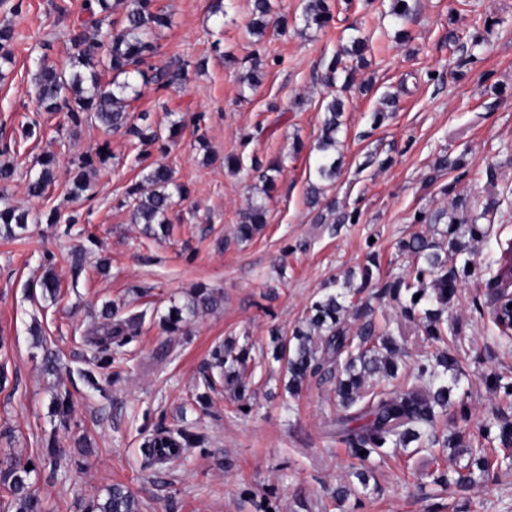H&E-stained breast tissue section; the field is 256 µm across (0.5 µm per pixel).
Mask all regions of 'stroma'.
I'll list each match as a JSON object with an SVG mask.
<instances>
[{
  "label": "stroma",
  "mask_w": 512,
  "mask_h": 512,
  "mask_svg": "<svg viewBox=\"0 0 512 512\" xmlns=\"http://www.w3.org/2000/svg\"><path fill=\"white\" fill-rule=\"evenodd\" d=\"M83 2L0 0V27L13 31V61L0 68V150L15 167L0 185V209L37 217L15 239L0 238V365L8 376L0 384V429L13 430L0 436V459L36 457L55 435L59 467L36 483L50 512H83L115 484L132 490L141 512H259L260 497L270 494L281 512H512V466L475 485L443 487L405 455L376 464L370 489L351 484L337 505L330 491L353 460L333 425L334 382L314 376L290 396L273 361L257 370L244 411L224 388L206 387L214 346L234 336L254 351L270 350V330H292L318 293L358 275L369 251L379 255L381 281L391 280L407 263L399 241L422 230L415 216L447 208L455 194L466 198L485 237L448 310V348L464 375L455 406L438 423L462 431L465 446L501 456L499 440L484 429L512 423V396L487 382L495 373L512 378V338L492 316L496 261L512 245V0H407L399 27L385 15L391 0L369 8L364 0H327L333 19L324 28L305 27L302 0H272L274 14L291 22L286 35L259 39L246 29L253 0H235L225 12L218 0H158L168 22L153 31L149 62L188 68L185 87L145 89L129 107L148 113L161 132L178 129L154 157L187 195L168 213L169 235L157 239L131 223L125 201L127 184L143 175L138 138L124 129L104 133L90 121L73 125L63 111L33 112L40 59L69 68L73 39L94 34ZM358 35L369 49L345 94L336 149L342 171L321 183V105L335 93L321 81L323 61ZM275 57L281 65H272ZM252 68L260 84L247 91L240 78ZM388 95L395 104L383 125L372 127L370 115ZM32 116L41 133L26 139L21 126ZM250 131L256 137L244 143ZM297 141L303 149L296 154ZM103 146L110 157L93 195L72 198V161ZM46 150L59 163L57 178L33 199L30 169ZM231 154L245 161L235 174L224 166ZM442 155L464 164L435 172ZM254 158L283 167L265 199V228L242 243L235 238L239 212L262 186ZM314 182L322 195L311 206ZM494 194L500 204L487 209ZM330 205L357 213V223H317ZM55 209L75 215L76 224L50 223ZM49 268L61 282L59 296L33 298V283ZM201 285L219 295L217 307L180 332H165L160 314ZM351 295L369 302L377 326L401 332L405 365L427 350L419 322L402 317L395 303L371 288H352ZM107 303L118 317L141 312L145 319L120 376L94 391L80 372L95 352L87 339ZM37 330L46 345L36 344ZM48 349L64 364L54 374L42 367ZM62 393L72 406L66 426L53 414ZM181 426L204 434L205 444L167 468L153 466L145 439Z\"/></svg>",
  "instance_id": "stroma-1"
}]
</instances>
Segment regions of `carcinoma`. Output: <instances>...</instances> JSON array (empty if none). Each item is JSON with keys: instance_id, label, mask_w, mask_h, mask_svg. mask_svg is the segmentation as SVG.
I'll return each mask as SVG.
<instances>
[{"instance_id": "obj_1", "label": "carcinoma", "mask_w": 512, "mask_h": 512, "mask_svg": "<svg viewBox=\"0 0 512 512\" xmlns=\"http://www.w3.org/2000/svg\"><path fill=\"white\" fill-rule=\"evenodd\" d=\"M157 0H85L84 10L91 16L94 29L109 18L111 11L123 10L121 28L109 33V45L103 58H96L97 42L89 38H78L73 42V71L66 74L58 71L47 61H42L33 82L38 109L46 112L67 110L71 122L78 126L84 121L99 123L106 131L130 126L141 143L138 157L144 174L142 179L131 183L126 196L133 202L132 219L145 225L149 236L166 235L169 231L168 211L173 194H183V187L173 180L170 169L156 162H148L151 148L162 135L148 123L149 114L142 112L138 120L144 125L130 123L128 101L141 95V88L149 84L155 90L167 89L186 80L188 64L175 69H156L147 64L153 52L150 35L156 25L166 23V16L156 6ZM272 12L270 0H255L253 18L248 26L251 35H262L270 24ZM302 19L305 26L319 28L332 20L326 0H304ZM365 42L356 37L351 45L341 49L324 61V82L333 86L338 79L349 83L352 72L343 62V57L363 55ZM112 74V81L102 82L97 67ZM123 81H117L119 76ZM343 104L333 98L324 107V118L318 138L320 156L316 174L322 181H333L339 173L332 151L336 150V135L341 126ZM107 152L96 155L85 154L74 165V188L80 192L93 190L90 175L97 171L96 164L106 161ZM37 170L28 183V194L41 198L55 182L56 159L44 153L36 160ZM467 202L462 198L451 199L448 209L432 215H421L419 224L437 226L443 219L454 226L460 237L480 241L484 232L476 219L465 214ZM30 211L19 208L0 210V236L16 238V230L28 223ZM240 222L236 239L248 241L260 232L267 223V209L263 201L250 200L239 214ZM399 251L412 256L415 263L402 274L383 284L379 283L377 255L371 251L368 263L361 269L360 287H380L377 295L395 301L404 315L420 314L427 340L435 347L421 356L410 369L401 367L395 356L402 350L397 337L386 327L379 332L372 318V309L366 303L347 301L348 292L344 282L342 288L323 294L313 301L301 324L291 336L272 335V357L283 362L288 375V390L296 394L306 380L319 373L336 382L335 394L340 414L336 416V435L344 442L352 456L365 466L373 459L396 453L399 448L415 444V451L425 453L433 465L430 475L434 483L443 486H463L481 482L489 475L498 460L486 455L473 454V460L454 470L456 477L448 475L445 449L457 447L461 435L438 434L437 416L451 404V393L458 385L459 365L457 359L441 348L448 333V307L454 303L459 274L457 262L468 252L466 243L457 241L453 248L447 243L424 233L411 236L399 243ZM219 298L212 292L200 288L183 306H173L161 317L166 331L180 329L191 318L217 306ZM113 312L104 305L99 327L100 334L93 341L98 355L91 364L94 369H84L81 377L86 384L100 388L99 379L120 374L124 364L123 347L137 336L145 313L131 315L125 319L112 320ZM252 362L251 346L228 337L211 352L209 368L217 371L224 386L233 391L234 399H246L250 383L249 367ZM205 436L185 428L163 430L145 442L148 455L160 465L178 459L187 448L201 447ZM366 454H361V451ZM61 449L55 446V434L46 438V447L41 449L38 461H23L6 458L0 461V483L12 494L8 508L12 512H48L42 498L34 489L36 477L41 470L55 472ZM85 512H140V503L127 488L114 484L101 501H92Z\"/></svg>"}]
</instances>
